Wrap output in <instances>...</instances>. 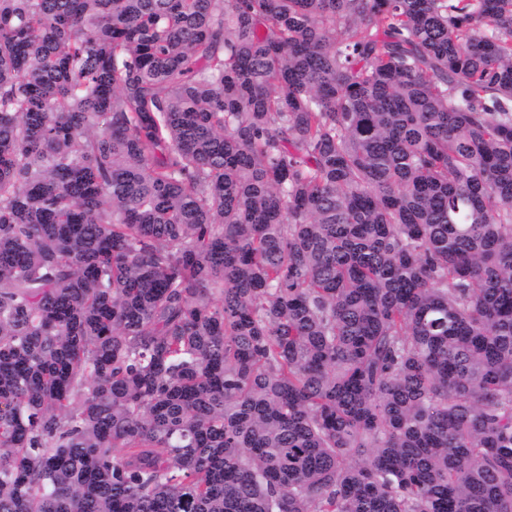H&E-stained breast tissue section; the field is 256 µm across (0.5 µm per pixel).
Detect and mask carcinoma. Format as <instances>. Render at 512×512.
Wrapping results in <instances>:
<instances>
[{"label": "carcinoma", "mask_w": 512, "mask_h": 512, "mask_svg": "<svg viewBox=\"0 0 512 512\" xmlns=\"http://www.w3.org/2000/svg\"><path fill=\"white\" fill-rule=\"evenodd\" d=\"M0 512H512V0H0Z\"/></svg>", "instance_id": "carcinoma-1"}]
</instances>
